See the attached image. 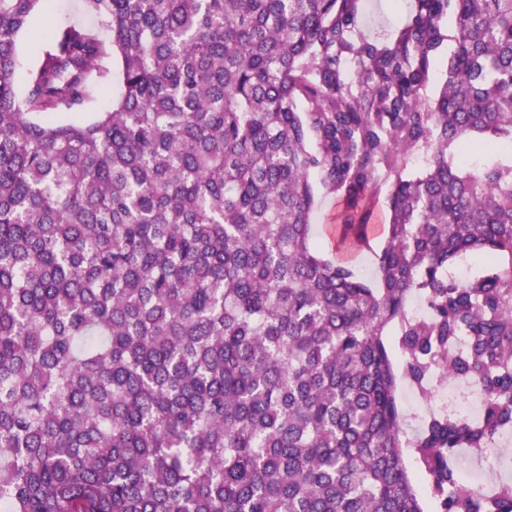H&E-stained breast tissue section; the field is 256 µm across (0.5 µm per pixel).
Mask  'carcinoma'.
I'll return each mask as SVG.
<instances>
[{
  "instance_id": "obj_1",
  "label": "carcinoma",
  "mask_w": 512,
  "mask_h": 512,
  "mask_svg": "<svg viewBox=\"0 0 512 512\" xmlns=\"http://www.w3.org/2000/svg\"><path fill=\"white\" fill-rule=\"evenodd\" d=\"M51 2L0 0L5 512H512L456 466L512 429V0H83L20 92ZM437 371L478 422L408 427ZM53 4L54 7L51 11L36 15L30 29L18 38L17 50L21 70H25L36 60L38 51L37 33L45 26L64 20L88 24L92 22L82 9V0H53ZM337 210L336 197L322 194L317 200L313 214V238L319 243L321 251L328 258L336 257V224L333 221Z\"/></svg>"
}]
</instances>
